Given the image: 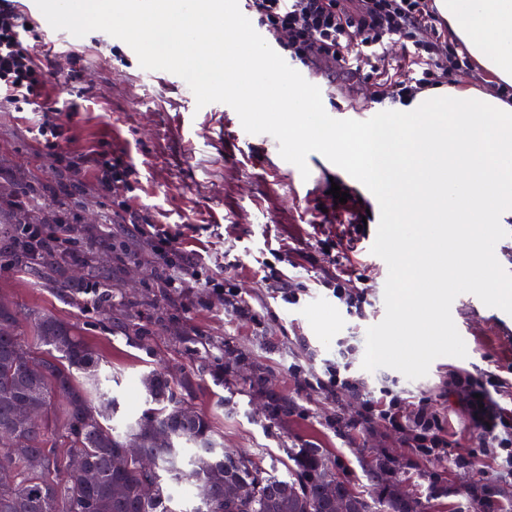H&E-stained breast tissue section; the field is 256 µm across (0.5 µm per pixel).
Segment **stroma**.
<instances>
[{
	"mask_svg": "<svg viewBox=\"0 0 512 512\" xmlns=\"http://www.w3.org/2000/svg\"><path fill=\"white\" fill-rule=\"evenodd\" d=\"M28 42L37 57L54 62L49 106L73 115L72 138L64 150L84 154L107 142L125 151L138 171V204L161 223L189 225L204 275L234 277L253 314L249 320L238 317L233 303L210 292L202 280L191 282L184 293H169L147 245L129 225L113 223L110 197L40 148L31 133L38 113L16 111L0 99V210H10L35 181L42 191L40 220L71 215L87 230L107 224L113 236L132 244L123 260L104 256L97 273L122 294L123 314L145 328L143 347L131 343L117 319L102 315L92 303V273L83 268L82 249L58 260L80 290L73 300L49 287L41 260L30 257L25 267H17L10 237H0V297L14 302L19 313L44 310L79 327L103 359L100 376L117 404V422L135 420L146 410L139 378L150 368L166 366L173 374L194 378L189 401L210 417L225 451L264 471L285 474L286 449L313 445L365 495L394 486L421 503L424 512H472L470 489L485 484L501 512H512V475L503 474L490 458L473 456L470 445L452 449L453 461L444 467L415 457L400 438L350 428L359 409L350 392L331 395L307 384L308 378L343 365L363 391L386 388L408 398L436 399L470 440L477 439V430L459 418L453 399L441 395L440 383L455 367L512 381V321L504 311L461 294L451 315L466 344L465 358L439 357L417 380L391 368L364 370L366 330L385 316L381 284L386 268L375 264L363 242L334 244L333 255L349 259L364 294L360 312L351 314L331 290L315 285L319 267L293 270L275 259L287 243L320 256L321 235L306 215L336 169L312 153L306 159L310 175L302 177L277 146L243 131L235 110L197 107L192 90L176 87L175 74L141 68L135 52L105 32L81 38L67 33L53 46L38 25ZM73 52L83 66L77 89L63 78ZM306 79L320 88L332 118L361 121L383 108L377 80L351 88L311 73ZM271 262L293 270L305 289L299 303L284 301L277 286L265 280ZM200 338L213 342L204 360L194 350ZM349 343L356 350L346 357L342 351ZM258 376L263 379L259 386L254 383ZM274 398L289 403L287 415L268 418ZM380 458L389 460L391 470L378 481L372 469Z\"/></svg>",
	"mask_w": 512,
	"mask_h": 512,
	"instance_id": "1",
	"label": "stroma"
}]
</instances>
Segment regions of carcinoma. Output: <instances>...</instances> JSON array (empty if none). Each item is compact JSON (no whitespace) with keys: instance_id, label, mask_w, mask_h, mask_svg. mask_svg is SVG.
<instances>
[{"instance_id":"carcinoma-1","label":"carcinoma","mask_w":512,"mask_h":512,"mask_svg":"<svg viewBox=\"0 0 512 512\" xmlns=\"http://www.w3.org/2000/svg\"><path fill=\"white\" fill-rule=\"evenodd\" d=\"M20 211L41 209L35 189L21 194ZM60 241H76L82 228L64 217L57 221ZM93 298L110 311L107 285L93 282ZM37 343L25 341L13 304H0V321L10 332L0 334V458L9 464L0 478V512H172L167 481L199 488L194 512H329L323 489L332 485L348 497L351 512H421L382 490L369 500L346 478L336 475L322 451L313 446L287 448V475L266 472L224 451L208 417L185 401L193 391L189 376L171 377L153 368L141 375L146 403L143 415L118 427L113 401L97 403L99 353L79 328L52 313L29 314ZM29 402L40 409L38 421L17 418L15 407ZM132 442L140 459L118 464L125 444ZM82 458L96 474L86 484L64 467ZM254 486L247 502L224 496V484ZM152 495L143 494L145 485Z\"/></svg>"}]
</instances>
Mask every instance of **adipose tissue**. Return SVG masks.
<instances>
[{
	"label": "adipose tissue",
	"mask_w": 512,
	"mask_h": 512,
	"mask_svg": "<svg viewBox=\"0 0 512 512\" xmlns=\"http://www.w3.org/2000/svg\"><path fill=\"white\" fill-rule=\"evenodd\" d=\"M435 6L478 67L512 85V0H435Z\"/></svg>",
	"instance_id": "ef3b65f1"
}]
</instances>
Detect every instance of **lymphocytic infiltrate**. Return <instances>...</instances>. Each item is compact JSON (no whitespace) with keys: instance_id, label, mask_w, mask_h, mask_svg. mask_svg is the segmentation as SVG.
Wrapping results in <instances>:
<instances>
[{"instance_id":"obj_1","label":"lymphocytic infiltrate","mask_w":512,"mask_h":512,"mask_svg":"<svg viewBox=\"0 0 512 512\" xmlns=\"http://www.w3.org/2000/svg\"><path fill=\"white\" fill-rule=\"evenodd\" d=\"M250 8L257 23L275 37L291 61L316 72L344 70L353 84L375 76L389 83L395 103L410 104L418 93L447 86L454 71L472 66L466 48L449 41L448 29L432 0H251ZM27 22L13 0H0V93L17 111L39 112L33 132L37 142L58 163L91 170L94 187L112 196L113 217L133 226L147 240L156 259L167 268L168 287L183 290L188 277L198 274V255L190 249L185 231L159 223L137 204V171L125 155L113 152L108 144L77 157L62 153L61 142L70 123L47 104L48 70L25 42ZM396 42L404 44L413 69L407 78L393 82L379 63ZM324 206L323 221L333 225L334 239L355 243L364 230L366 203L353 194L339 204L329 194ZM500 384L497 377L478 378L462 368L448 373L449 393L458 395L460 410L479 429V455L512 473V407L492 394ZM313 385L323 391L357 395L359 424L400 437L418 456L439 459L459 445L448 420L428 398L407 400L386 391L371 395L337 369L315 378Z\"/></svg>"}]
</instances>
